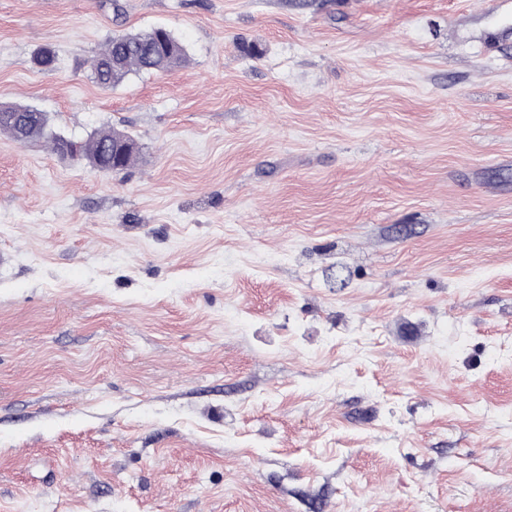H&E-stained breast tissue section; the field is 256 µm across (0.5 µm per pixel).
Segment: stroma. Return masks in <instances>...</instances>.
Here are the masks:
<instances>
[{"label":"stroma","mask_w":512,"mask_h":512,"mask_svg":"<svg viewBox=\"0 0 512 512\" xmlns=\"http://www.w3.org/2000/svg\"><path fill=\"white\" fill-rule=\"evenodd\" d=\"M1 103L140 150L0 134V512H512V0H0ZM186 59L184 46L166 28L114 35L93 59L92 79L109 90L130 75L168 72L182 66ZM113 140H124L130 142L132 147L124 159L122 169L129 166L137 150V143L133 136L128 133L117 131L112 128H104L88 137L83 143V157L87 163H91L103 172L113 171L108 165L106 151Z\"/></svg>","instance_id":"1"}]
</instances>
